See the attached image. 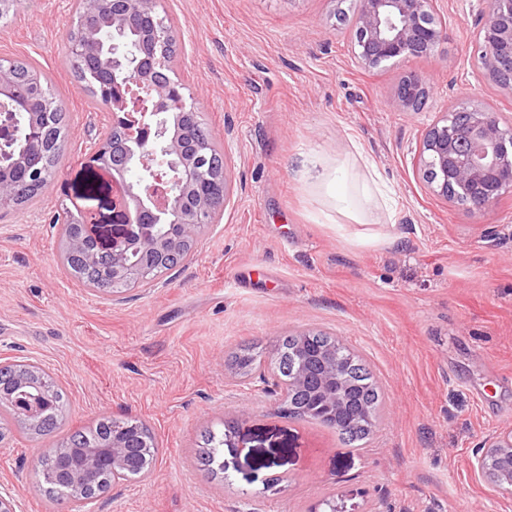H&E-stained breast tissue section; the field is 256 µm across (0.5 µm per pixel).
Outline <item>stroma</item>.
Listing matches in <instances>:
<instances>
[{
  "label": "stroma",
  "instance_id": "1",
  "mask_svg": "<svg viewBox=\"0 0 512 512\" xmlns=\"http://www.w3.org/2000/svg\"><path fill=\"white\" fill-rule=\"evenodd\" d=\"M443 38L427 57L366 69L347 26L358 0H161L175 76L224 148L229 197L193 257L153 283L90 290L62 266L56 219L71 202L112 221V182L90 158L112 128L67 62L74 0H27L0 22V59L51 80L69 115L61 166L37 201L0 210V358L38 363L66 392L68 429L109 415L146 423L159 443L147 479L89 512H512L474 472L476 445L512 428V191L475 209L437 195L418 154L445 112L474 102L512 118V91L474 61L489 0H438ZM423 75L418 112L397 100ZM378 171L390 201L360 220L331 207L320 173ZM334 336L361 356L384 398L364 448L289 418L231 364L270 370L280 337ZM230 434L226 471L199 462L204 435ZM14 431L0 488L19 512L46 500L39 458L58 444ZM428 98L429 89L424 77L411 72L402 78L398 88V100L403 109L419 110Z\"/></svg>",
  "mask_w": 512,
  "mask_h": 512
}]
</instances>
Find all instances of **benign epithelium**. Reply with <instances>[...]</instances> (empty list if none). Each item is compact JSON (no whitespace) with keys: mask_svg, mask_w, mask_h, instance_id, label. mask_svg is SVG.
<instances>
[{"mask_svg":"<svg viewBox=\"0 0 512 512\" xmlns=\"http://www.w3.org/2000/svg\"><path fill=\"white\" fill-rule=\"evenodd\" d=\"M158 5V0H112V38L108 47L112 70L124 73L122 82L110 81L109 74L97 76L101 89L112 87L119 92L117 103L126 116L139 115L144 137L138 150L119 149L111 138L93 148L92 161L112 177V213L114 224L100 223L99 214L73 204L70 214L76 224L67 239L68 251L89 240L95 251L88 262L101 267L103 276L114 282H150L156 279L159 264L177 253L191 252L202 231L216 223L212 209L227 200V177L215 173L210 177L209 194L197 191L196 161L203 157L205 144L191 145L179 131L163 120L173 97L180 88L155 79L166 66L167 52L162 34L152 35L153 48L141 57L142 46L129 45L125 32L132 27L139 5ZM493 21H484L477 32L475 60L483 78L512 90V83L501 76L512 73V0H492ZM353 50L358 63L375 68L390 60H409L428 56L442 39L437 19L436 0H360L353 19ZM103 42L93 9L83 20L81 37L71 47L81 58L101 52ZM17 99L11 69L0 67V97ZM429 89L424 77L409 73L398 88L400 106L415 111L426 104ZM419 168L427 184L439 195L485 209L512 190V123H504L495 112L470 103L446 112L425 134L419 152ZM140 171L136 181L126 175ZM14 186L8 176L0 175V210L11 207ZM336 363L325 365L315 387L321 399V415L332 418L337 400ZM29 371L40 377L34 391H14L0 386V401H18L14 394L28 397L20 406L26 418H39L52 403V382L41 376L38 366ZM309 380L304 366L292 373L288 387L267 378L259 380L258 389L278 397L288 416L304 419L306 408L288 401L293 388H303ZM482 475L493 481L497 490L512 496V430L494 441L478 444L475 451ZM156 457L150 453L142 431L131 420L112 422V446L103 452L90 451L81 462L74 490L67 506L81 509L89 500L120 484L118 478L134 469H152ZM103 470L112 472L117 481L100 486L94 493L85 483Z\"/></svg>","mask_w":512,"mask_h":512,"instance_id":"benign-epithelium-1","label":"benign epithelium"}]
</instances>
